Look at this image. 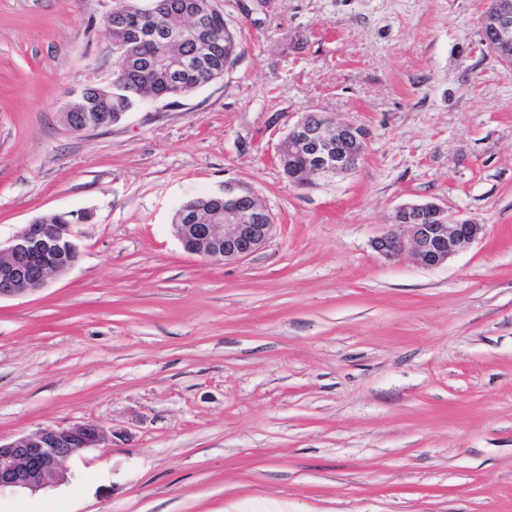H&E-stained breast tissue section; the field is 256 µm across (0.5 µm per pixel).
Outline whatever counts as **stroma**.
Returning a JSON list of instances; mask_svg holds the SVG:
<instances>
[{
  "label": "stroma",
  "instance_id": "1",
  "mask_svg": "<svg viewBox=\"0 0 512 512\" xmlns=\"http://www.w3.org/2000/svg\"><path fill=\"white\" fill-rule=\"evenodd\" d=\"M238 59L190 95L75 133L115 0H0V240L66 211L75 266L0 300V441H112L0 512H512V69L487 0H213ZM371 132L359 169L291 184L302 113ZM232 182L275 227L185 253L176 209ZM486 235L438 268L380 257L403 204Z\"/></svg>",
  "mask_w": 512,
  "mask_h": 512
}]
</instances>
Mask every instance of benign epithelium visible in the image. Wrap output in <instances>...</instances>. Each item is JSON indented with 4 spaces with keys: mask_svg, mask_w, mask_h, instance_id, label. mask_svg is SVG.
I'll return each instance as SVG.
<instances>
[{
    "mask_svg": "<svg viewBox=\"0 0 512 512\" xmlns=\"http://www.w3.org/2000/svg\"><path fill=\"white\" fill-rule=\"evenodd\" d=\"M481 28L493 34L482 39L499 62L512 61V0H490L481 17ZM86 103L82 112L62 113L63 122L73 132H85L117 124L112 116V81L83 86L77 91ZM369 142L363 126L338 123L325 112H305L281 140L279 158L287 150L308 157L310 176L351 174L364 158L363 151L346 153L339 142ZM224 221L220 224H175L173 231L183 249L204 260H244L263 248L271 238L273 219L260 203L255 190L224 183ZM391 225L373 240L374 250L387 260L405 255L426 268L444 265L463 247L485 235V225L448 212L437 203L405 204L391 216ZM70 224H28L0 245V299L35 293L48 280L74 267L68 254L80 252ZM109 433L94 423L69 427H45L12 442H0V491L21 489L35 492L52 480H63V463L71 456L105 446Z\"/></svg>",
    "mask_w": 512,
    "mask_h": 512,
    "instance_id": "obj_1",
    "label": "benign epithelium"
}]
</instances>
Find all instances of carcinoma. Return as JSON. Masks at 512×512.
I'll return each mask as SVG.
<instances>
[{
  "instance_id": "cac0c4a2",
  "label": "carcinoma",
  "mask_w": 512,
  "mask_h": 512,
  "mask_svg": "<svg viewBox=\"0 0 512 512\" xmlns=\"http://www.w3.org/2000/svg\"><path fill=\"white\" fill-rule=\"evenodd\" d=\"M115 19L125 23L122 28H112V41L123 43L127 51L138 56L142 64L134 69L120 70L112 75V111L124 112L158 96H173L174 84H180L182 94H188L198 85L191 70L180 65L194 60L196 46L205 45L209 50L215 74L221 75L237 60L236 34L227 26L224 14L214 9L210 13L209 29L200 32L193 19L174 9L151 17L137 14L136 7L128 4L112 10ZM164 28L173 37L158 42L154 30ZM307 167V159L299 152H288L284 159L283 173L298 185ZM192 224H212L215 215H224V199L203 195L188 200L186 206Z\"/></svg>"
}]
</instances>
